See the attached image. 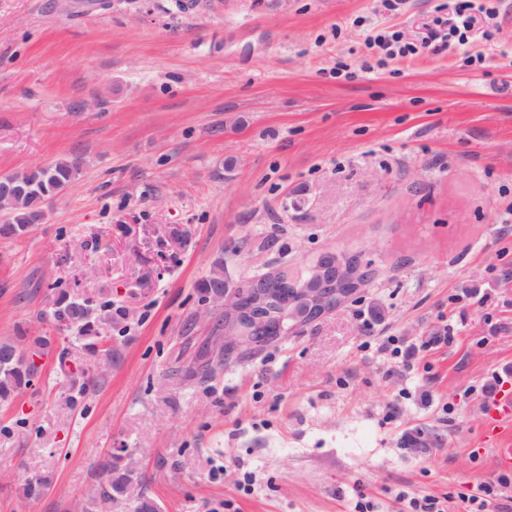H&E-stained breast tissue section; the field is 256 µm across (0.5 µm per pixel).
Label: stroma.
I'll return each instance as SVG.
<instances>
[{
    "label": "stroma",
    "mask_w": 512,
    "mask_h": 512,
    "mask_svg": "<svg viewBox=\"0 0 512 512\" xmlns=\"http://www.w3.org/2000/svg\"><path fill=\"white\" fill-rule=\"evenodd\" d=\"M53 2L0 0V176L80 162L0 239V338L52 339L0 405V512H74L117 448L161 512H405L401 490L458 512L498 476L488 391H512V6L492 41L382 65L368 19L418 42L448 0ZM329 250L372 262L357 300L209 382L173 376L216 260L238 281ZM60 289L124 309L98 326L109 369L48 318Z\"/></svg>",
    "instance_id": "obj_1"
}]
</instances>
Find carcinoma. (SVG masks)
<instances>
[{"mask_svg": "<svg viewBox=\"0 0 512 512\" xmlns=\"http://www.w3.org/2000/svg\"><path fill=\"white\" fill-rule=\"evenodd\" d=\"M80 171L77 159H59L46 169L25 174V180L34 182L39 188L36 196L17 197L11 202V213L0 220V238L14 239L38 223L44 216L45 201L67 188ZM202 297L214 295L224 289V263L217 261L210 274L197 285ZM51 317L60 327L77 331L83 337L94 333L98 319L96 306L89 300H81L61 290L53 303ZM49 341L43 336L31 337L25 332L0 341V402L9 401L17 392L34 385L39 369L29 361V356L43 357ZM224 366V357H211L205 352L186 366H179L175 374L182 380L201 383L215 377ZM105 480L92 492L82 505L83 512H108L112 504L127 498L128 484L137 479L133 454L122 448L102 464ZM49 488L46 477L33 474L25 478L21 485L23 496L38 498Z\"/></svg>", "mask_w": 512, "mask_h": 512, "instance_id": "cac0c4a2", "label": "carcinoma"}]
</instances>
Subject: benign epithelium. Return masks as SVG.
I'll use <instances>...</instances> for the list:
<instances>
[{
    "label": "benign epithelium",
    "mask_w": 512,
    "mask_h": 512,
    "mask_svg": "<svg viewBox=\"0 0 512 512\" xmlns=\"http://www.w3.org/2000/svg\"><path fill=\"white\" fill-rule=\"evenodd\" d=\"M31 191V186L19 180L0 182V212L4 202ZM293 299L282 314L288 316L298 332L310 329L327 313L344 305L353 296L364 292L368 280L360 277L359 262L350 256L328 251L320 255L306 268V278L289 280ZM277 289L266 285V280L256 277L246 286L230 281L224 291L203 301L201 315L212 309L224 311V328L213 329V336L206 343L212 354L224 356L230 364L242 356L260 352L268 344L256 339L246 323L260 326L276 314Z\"/></svg>",
    "instance_id": "1"
}]
</instances>
